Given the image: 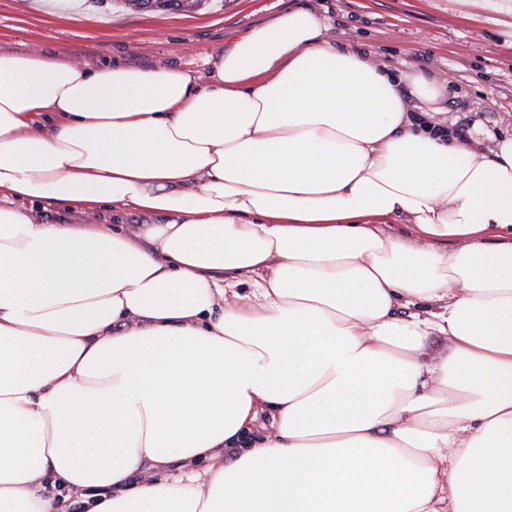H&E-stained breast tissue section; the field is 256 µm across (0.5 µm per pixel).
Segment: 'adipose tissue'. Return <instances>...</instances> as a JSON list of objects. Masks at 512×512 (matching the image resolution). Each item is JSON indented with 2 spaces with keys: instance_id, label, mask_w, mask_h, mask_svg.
<instances>
[{
  "instance_id": "adipose-tissue-1",
  "label": "adipose tissue",
  "mask_w": 512,
  "mask_h": 512,
  "mask_svg": "<svg viewBox=\"0 0 512 512\" xmlns=\"http://www.w3.org/2000/svg\"><path fill=\"white\" fill-rule=\"evenodd\" d=\"M326 30L0 51V512H512V134Z\"/></svg>"
}]
</instances>
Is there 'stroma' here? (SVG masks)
<instances>
[{"label": "stroma", "mask_w": 512, "mask_h": 512, "mask_svg": "<svg viewBox=\"0 0 512 512\" xmlns=\"http://www.w3.org/2000/svg\"><path fill=\"white\" fill-rule=\"evenodd\" d=\"M298 8L323 16L330 38L378 64L447 82L449 119L512 129V27L461 0H206L193 13L140 12L110 0H0V50L39 46L79 65L175 63L205 75L207 54Z\"/></svg>", "instance_id": "stroma-1"}]
</instances>
